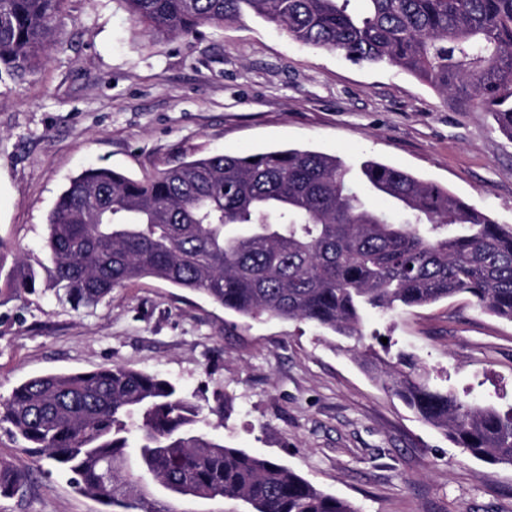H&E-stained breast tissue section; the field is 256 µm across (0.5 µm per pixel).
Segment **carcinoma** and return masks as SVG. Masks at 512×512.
I'll list each match as a JSON object with an SVG mask.
<instances>
[{
  "instance_id": "obj_1",
  "label": "carcinoma",
  "mask_w": 512,
  "mask_h": 512,
  "mask_svg": "<svg viewBox=\"0 0 512 512\" xmlns=\"http://www.w3.org/2000/svg\"><path fill=\"white\" fill-rule=\"evenodd\" d=\"M64 0H0V76L24 80L56 46ZM150 39L193 36L249 10L289 37L358 64L399 67L465 107L492 112L512 139V0H122ZM388 204L378 208L373 200ZM45 287L75 307L142 278L205 295L245 318L307 321L354 340L384 387L462 451L512 466V403L433 387L413 354L363 345V317L468 295L512 322V227L413 174L300 149L216 154L142 178L89 168L52 210ZM35 287L18 261L0 278ZM165 378L112 364L29 378L0 402V423L112 512H170L177 495L239 501L247 512H359L290 468L216 438ZM25 475L0 463V494Z\"/></svg>"
}]
</instances>
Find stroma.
I'll return each mask as SVG.
<instances>
[{"instance_id":"stroma-1","label":"stroma","mask_w":512,"mask_h":512,"mask_svg":"<svg viewBox=\"0 0 512 512\" xmlns=\"http://www.w3.org/2000/svg\"><path fill=\"white\" fill-rule=\"evenodd\" d=\"M58 46L23 81L0 79V240L29 264L69 181L107 167L133 178L192 155L306 147L373 158L444 187L512 226V140L407 72L303 46L247 15L152 42L120 0H65ZM365 333L391 334L434 386L512 399V322L460 295ZM305 321L245 319L146 278L73 307L36 286L0 288V399L40 375L121 364L199 405L229 396L216 434L288 466L361 512H512V466L463 454ZM0 460L26 474L0 512H106L0 423Z\"/></svg>"}]
</instances>
